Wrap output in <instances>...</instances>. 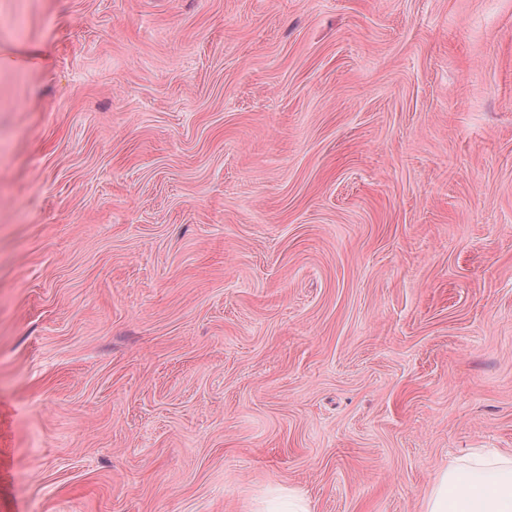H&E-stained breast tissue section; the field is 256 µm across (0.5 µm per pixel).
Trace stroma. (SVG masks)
<instances>
[{
	"label": "stroma",
	"mask_w": 512,
	"mask_h": 512,
	"mask_svg": "<svg viewBox=\"0 0 512 512\" xmlns=\"http://www.w3.org/2000/svg\"><path fill=\"white\" fill-rule=\"evenodd\" d=\"M512 454V0H0V512H423ZM260 512H311L310 500L294 490L279 488L270 491L261 501Z\"/></svg>",
	"instance_id": "stroma-1"
}]
</instances>
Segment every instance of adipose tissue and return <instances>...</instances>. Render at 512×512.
<instances>
[{
    "label": "adipose tissue",
    "mask_w": 512,
    "mask_h": 512,
    "mask_svg": "<svg viewBox=\"0 0 512 512\" xmlns=\"http://www.w3.org/2000/svg\"><path fill=\"white\" fill-rule=\"evenodd\" d=\"M425 512H512V455H473L441 471Z\"/></svg>",
    "instance_id": "adipose-tissue-1"
}]
</instances>
